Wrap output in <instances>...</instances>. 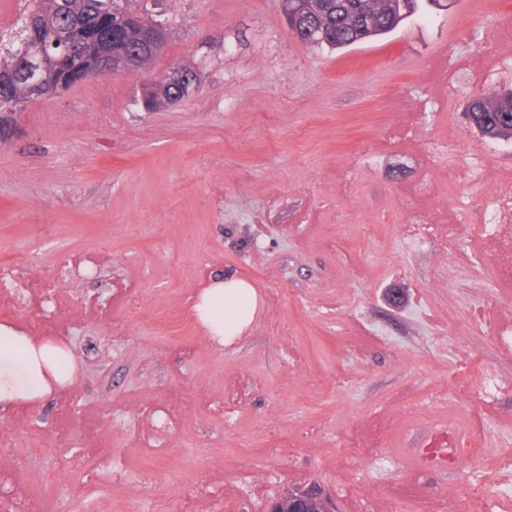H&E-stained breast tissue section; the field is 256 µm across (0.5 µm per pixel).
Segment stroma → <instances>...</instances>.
Segmentation results:
<instances>
[{
    "label": "stroma",
    "mask_w": 512,
    "mask_h": 512,
    "mask_svg": "<svg viewBox=\"0 0 512 512\" xmlns=\"http://www.w3.org/2000/svg\"><path fill=\"white\" fill-rule=\"evenodd\" d=\"M159 8L169 29L152 74L195 71L187 97L149 111L151 74L94 76L24 104L0 134V258L93 270L65 273L55 303L66 319L31 291L8 317L69 346L78 372L0 414L13 432L0 468L26 458L14 490L31 512H156L208 474L240 491L216 484L197 512H266L311 486L336 512H355L353 488L398 498L403 512L422 495L463 497L512 460V392L485 402L467 368L476 357L512 377V350L498 344L512 293L485 241L447 230L475 223L472 200L512 181V140L483 137L466 112L512 87L501 33L512 0H441L333 51L295 39L278 0ZM443 137L451 154L426 167L420 148ZM367 143L374 158L361 156ZM424 175L444 225L413 247L402 199ZM219 272L260 298L221 349L197 322L167 319ZM132 286L133 308L122 298ZM414 403L418 416L396 419ZM452 418L480 449L433 468L426 444ZM356 442L373 453L348 455ZM73 454L83 469L62 465Z\"/></svg>",
    "instance_id": "stroma-1"
}]
</instances>
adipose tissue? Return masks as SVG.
<instances>
[{
	"mask_svg": "<svg viewBox=\"0 0 512 512\" xmlns=\"http://www.w3.org/2000/svg\"><path fill=\"white\" fill-rule=\"evenodd\" d=\"M258 306V292L248 281L221 275L200 292L194 313L202 332L221 348L244 334ZM76 371L69 348L0 323V412L44 400L70 384Z\"/></svg>",
	"mask_w": 512,
	"mask_h": 512,
	"instance_id": "ef3b65f1",
	"label": "adipose tissue"
}]
</instances>
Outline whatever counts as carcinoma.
<instances>
[{
  "label": "carcinoma",
  "mask_w": 512,
  "mask_h": 512,
  "mask_svg": "<svg viewBox=\"0 0 512 512\" xmlns=\"http://www.w3.org/2000/svg\"><path fill=\"white\" fill-rule=\"evenodd\" d=\"M417 0H300L291 4L289 29L311 47L344 49L384 36L414 15ZM158 20L144 0H28L23 17L8 36L0 35V112L21 103L20 63L44 60L45 85L36 97H47L77 83L73 74L92 75L99 68L97 39L112 33V56L146 70L155 58L142 38L144 28ZM185 97L183 89L157 77L146 88V107ZM470 120L483 136L500 139L512 132V92L478 97L470 105Z\"/></svg>",
  "instance_id": "obj_1"
}]
</instances>
